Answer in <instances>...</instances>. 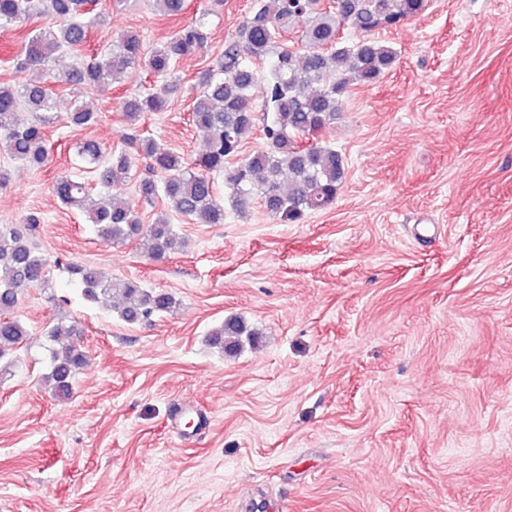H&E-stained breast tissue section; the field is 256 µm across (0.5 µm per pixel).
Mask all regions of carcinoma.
<instances>
[{"label":"carcinoma","instance_id":"1","mask_svg":"<svg viewBox=\"0 0 512 512\" xmlns=\"http://www.w3.org/2000/svg\"><path fill=\"white\" fill-rule=\"evenodd\" d=\"M93 0H0V30L23 22L34 11L53 15L58 24L26 40L21 70L58 61L64 52L84 45L99 16L85 8ZM428 0H256V9L224 42V51L201 72L192 110L193 125L206 133L204 152L194 160L152 138H130L125 148L108 152L93 141L79 145L77 153L88 168L98 172L108 196L94 199L89 184L60 173L52 183L55 196L66 206L85 213L99 236L113 243L138 238L147 255L161 261L182 245L174 225L166 218L143 224L136 204L124 196L136 162L161 175L137 186L138 200L152 204L162 197L178 215L199 224H222L224 207L215 199L211 172L224 173V187L232 209L245 215L255 199L284 223H297L307 214L330 208L346 178L345 160L322 144L340 113L352 86L379 80L397 62V51L374 38L384 30L426 10ZM301 25L294 44L288 33ZM207 43L205 15L180 27L164 43L146 49L141 35L129 32L111 46L93 53L88 61L68 72L87 90L115 83L128 70L143 67L166 79L157 90L120 103L126 120L134 125L145 113L164 112L177 90L170 80L178 59L203 51ZM98 113L78 97L66 120L89 126ZM60 120L52 92L43 82L19 88L0 85V150L10 159L33 167L50 161L47 128ZM262 125L265 145L239 157L243 142ZM39 223L32 215L26 229L0 224V372L17 359L27 328L7 312L29 288H47L50 267L29 231ZM82 285L86 300L103 309L118 310L119 318L136 324L176 308L167 291L144 288L114 278L87 264L70 266ZM252 336L239 317L224 319L209 333L224 353L233 354L238 339ZM54 395L67 399L77 371L86 361L76 324L58 322L48 331Z\"/></svg>","mask_w":512,"mask_h":512}]
</instances>
